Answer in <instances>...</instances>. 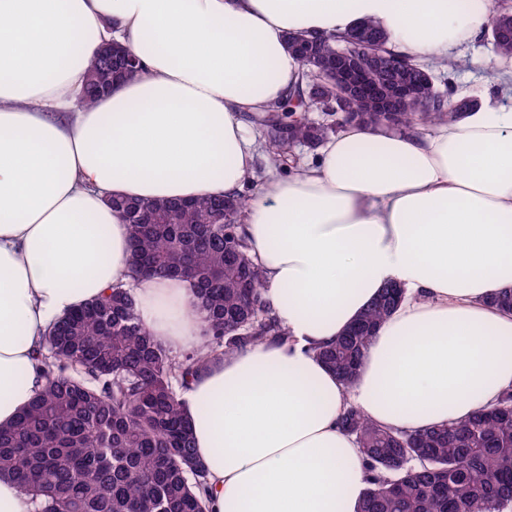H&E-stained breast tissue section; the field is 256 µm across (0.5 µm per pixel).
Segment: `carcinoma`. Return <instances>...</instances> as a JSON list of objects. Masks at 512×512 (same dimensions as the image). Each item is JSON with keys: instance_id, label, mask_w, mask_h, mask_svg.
<instances>
[{"instance_id": "1", "label": "carcinoma", "mask_w": 512, "mask_h": 512, "mask_svg": "<svg viewBox=\"0 0 512 512\" xmlns=\"http://www.w3.org/2000/svg\"><path fill=\"white\" fill-rule=\"evenodd\" d=\"M499 57H512V16L491 17ZM323 57L336 59L342 39L319 38ZM133 50L112 45V61L89 62L84 100L91 105L123 78L120 58ZM370 79L406 83L420 96H450L434 69L390 74L363 55ZM339 105L332 84L303 71L302 82L264 109L288 135L271 136L277 154L298 143L317 144L323 126L308 113ZM373 104L348 98L344 108L363 120ZM462 113L437 107L402 112L386 128L409 132L416 123L454 122ZM248 200L206 196L183 203L112 201L130 228V277L177 275L192 280L206 311L204 346L230 353L283 343L288 334L263 296L260 265L239 224ZM403 289L389 284L347 331L317 356L347 388L380 325L396 310ZM44 384L27 408L0 426V477L30 496L33 512H208V472L197 457L178 390L201 368L200 359L172 355L139 322L131 289L116 286L60 320L41 352ZM343 430L362 448L370 473L359 512H512V393L472 418L416 431L381 427L349 406Z\"/></svg>"}]
</instances>
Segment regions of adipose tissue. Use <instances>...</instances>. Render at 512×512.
<instances>
[{
	"label": "adipose tissue",
	"instance_id": "1",
	"mask_svg": "<svg viewBox=\"0 0 512 512\" xmlns=\"http://www.w3.org/2000/svg\"><path fill=\"white\" fill-rule=\"evenodd\" d=\"M484 0H0V425L42 384L52 325L131 284L154 340L203 349L190 280L129 276L108 200L235 196L254 178L244 117L301 78L288 36L364 21L428 65L461 59ZM120 42L141 64L85 104L89 60ZM243 230L287 342L208 356L186 392L211 512H357L363 455L339 425L458 423L512 390V106L453 124H352L264 180ZM404 297L345 389L316 355L387 284Z\"/></svg>",
	"mask_w": 512,
	"mask_h": 512
}]
</instances>
